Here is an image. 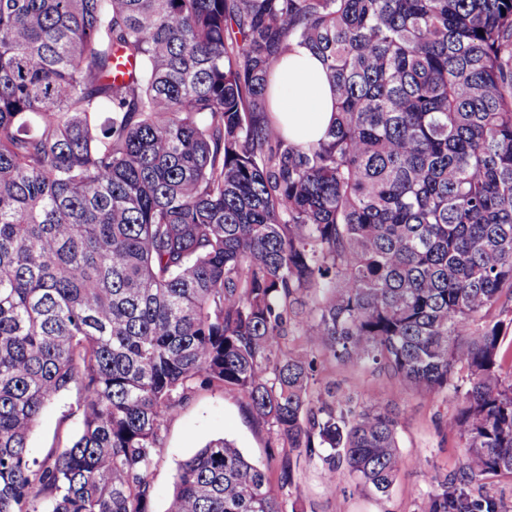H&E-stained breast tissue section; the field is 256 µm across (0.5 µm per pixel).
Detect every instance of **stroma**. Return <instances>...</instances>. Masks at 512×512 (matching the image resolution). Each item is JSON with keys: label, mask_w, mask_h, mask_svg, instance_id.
Segmentation results:
<instances>
[{"label": "stroma", "mask_w": 512, "mask_h": 512, "mask_svg": "<svg viewBox=\"0 0 512 512\" xmlns=\"http://www.w3.org/2000/svg\"><path fill=\"white\" fill-rule=\"evenodd\" d=\"M316 385L339 387L358 403L388 399L398 417L403 457L401 475L389 496L362 490L341 469L335 481H328L316 459H299L293 483L282 485L287 449L273 447V434L253 421L244 395L209 388L197 390L165 422L160 458L151 474L153 512H163L177 465L210 440L222 437L264 464L287 512H424L428 492L447 479L461 477L465 450L446 424L456 406L452 393L408 390L372 367L345 366L324 355L318 359ZM79 396L78 388H70L45 410L30 442L32 457L43 458L56 435L76 431L79 419L73 411Z\"/></svg>", "instance_id": "1"}]
</instances>
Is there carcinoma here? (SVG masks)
Instances as JSON below:
<instances>
[{
	"instance_id": "1",
	"label": "carcinoma",
	"mask_w": 512,
	"mask_h": 512,
	"mask_svg": "<svg viewBox=\"0 0 512 512\" xmlns=\"http://www.w3.org/2000/svg\"><path fill=\"white\" fill-rule=\"evenodd\" d=\"M295 45L337 102L306 146L268 118ZM510 303L512 0H0V512H153L199 387L387 495L399 422L313 390L316 348L454 393L465 481L512 475ZM73 385L79 432L31 457ZM482 506L450 479L426 512ZM164 512L285 509L220 438Z\"/></svg>"
}]
</instances>
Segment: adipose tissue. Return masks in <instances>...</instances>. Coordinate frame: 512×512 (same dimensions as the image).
Wrapping results in <instances>:
<instances>
[{"instance_id": "ef3b65f1", "label": "adipose tissue", "mask_w": 512, "mask_h": 512, "mask_svg": "<svg viewBox=\"0 0 512 512\" xmlns=\"http://www.w3.org/2000/svg\"><path fill=\"white\" fill-rule=\"evenodd\" d=\"M272 118L297 143L324 137L336 111L332 87L322 61L295 47L277 65L271 90Z\"/></svg>"}]
</instances>
